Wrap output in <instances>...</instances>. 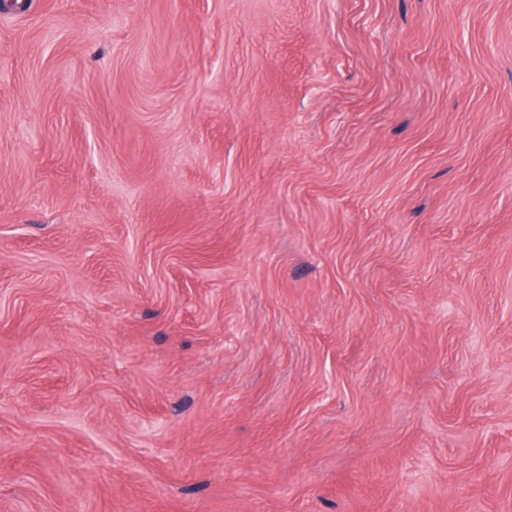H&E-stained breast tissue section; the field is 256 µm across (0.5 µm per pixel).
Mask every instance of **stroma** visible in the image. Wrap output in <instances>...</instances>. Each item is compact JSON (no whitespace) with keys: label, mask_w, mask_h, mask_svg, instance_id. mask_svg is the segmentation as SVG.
Listing matches in <instances>:
<instances>
[{"label":"stroma","mask_w":512,"mask_h":512,"mask_svg":"<svg viewBox=\"0 0 512 512\" xmlns=\"http://www.w3.org/2000/svg\"><path fill=\"white\" fill-rule=\"evenodd\" d=\"M0 512H512V0H0Z\"/></svg>","instance_id":"1"}]
</instances>
